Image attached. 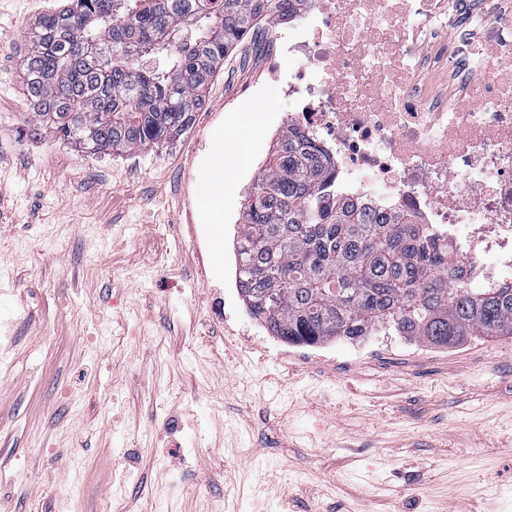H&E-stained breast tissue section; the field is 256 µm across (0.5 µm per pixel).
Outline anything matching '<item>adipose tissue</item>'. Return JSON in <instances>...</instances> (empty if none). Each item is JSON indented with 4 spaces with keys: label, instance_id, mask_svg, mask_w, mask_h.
<instances>
[{
    "label": "adipose tissue",
    "instance_id": "1",
    "mask_svg": "<svg viewBox=\"0 0 512 512\" xmlns=\"http://www.w3.org/2000/svg\"><path fill=\"white\" fill-rule=\"evenodd\" d=\"M258 125L256 112H249L234 133L235 149L225 153L223 140H216L213 154L217 159L214 169L205 171L201 177L200 198L203 210L211 217H218L224 210V187L237 166L243 164L249 152L252 135Z\"/></svg>",
    "mask_w": 512,
    "mask_h": 512
}]
</instances>
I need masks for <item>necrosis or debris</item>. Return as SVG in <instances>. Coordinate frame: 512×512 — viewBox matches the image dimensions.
I'll return each mask as SVG.
<instances>
[{"label":"necrosis or debris","instance_id":"necrosis-or-debris-1","mask_svg":"<svg viewBox=\"0 0 512 512\" xmlns=\"http://www.w3.org/2000/svg\"><path fill=\"white\" fill-rule=\"evenodd\" d=\"M299 14L254 52L337 194L431 225L484 286L512 279V0H306ZM285 55L299 65L284 74Z\"/></svg>","mask_w":512,"mask_h":512}]
</instances>
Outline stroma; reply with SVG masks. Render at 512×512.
<instances>
[{"label": "stroma", "instance_id": "obj_1", "mask_svg": "<svg viewBox=\"0 0 512 512\" xmlns=\"http://www.w3.org/2000/svg\"><path fill=\"white\" fill-rule=\"evenodd\" d=\"M65 2L0 0V512H512V337L271 336L233 240L294 103L233 96L258 77L244 42L181 137L78 152L23 89ZM254 109L214 223L200 175Z\"/></svg>", "mask_w": 512, "mask_h": 512}]
</instances>
